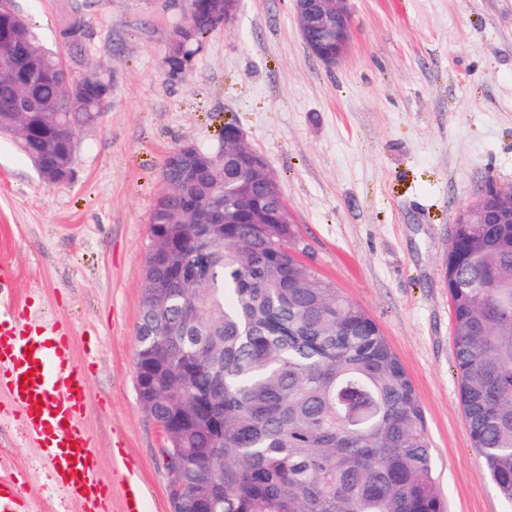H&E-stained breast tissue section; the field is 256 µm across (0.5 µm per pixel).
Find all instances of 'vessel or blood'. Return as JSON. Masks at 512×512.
<instances>
[{"label": "vessel or blood", "instance_id": "obj_1", "mask_svg": "<svg viewBox=\"0 0 512 512\" xmlns=\"http://www.w3.org/2000/svg\"><path fill=\"white\" fill-rule=\"evenodd\" d=\"M10 275L0 266V391L8 398L0 418L40 450L60 502L84 512H108L111 487L100 476L90 435L81 427L89 393L71 336L60 324L34 326L11 301ZM31 383H23V376Z\"/></svg>", "mask_w": 512, "mask_h": 512}]
</instances>
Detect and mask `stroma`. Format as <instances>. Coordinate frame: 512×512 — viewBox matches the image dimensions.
Wrapping results in <instances>:
<instances>
[{
	"instance_id": "1",
	"label": "stroma",
	"mask_w": 512,
	"mask_h": 512,
	"mask_svg": "<svg viewBox=\"0 0 512 512\" xmlns=\"http://www.w3.org/2000/svg\"><path fill=\"white\" fill-rule=\"evenodd\" d=\"M60 0H14L60 44ZM351 45L329 66L304 45L294 0H240L191 74L168 80L167 0H88L87 70L112 80L75 177L45 185L0 135V263L34 318L66 325L89 376L82 421L123 512H171L166 438L136 391V328L152 206L170 150L218 149L225 125L264 156L301 259L381 327L419 399L448 512H512L473 447L442 261L487 178L512 185V0H351ZM0 467L23 471V512L55 496L37 448L0 427Z\"/></svg>"
}]
</instances>
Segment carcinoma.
Segmentation results:
<instances>
[{
	"label": "carcinoma",
	"instance_id": "obj_1",
	"mask_svg": "<svg viewBox=\"0 0 512 512\" xmlns=\"http://www.w3.org/2000/svg\"><path fill=\"white\" fill-rule=\"evenodd\" d=\"M220 26L207 11L170 28L167 78H183ZM59 34L66 59L12 0L0 5V48L51 59L88 91L63 112L61 79L0 70V134L36 167L62 158L59 122L80 133L102 112L106 80L82 72L81 7L62 8ZM30 85L41 111L9 108ZM223 154L194 186L163 166L149 216L164 266L145 269L135 365L141 405L181 455L174 510L445 512L413 384L380 326L297 257L293 225L274 223L285 203L271 171L232 144ZM443 269L471 441L512 503V224L454 225ZM155 278L178 285L164 309L149 302ZM185 293L198 312L182 324Z\"/></svg>",
	"mask_w": 512,
	"mask_h": 512
}]
</instances>
